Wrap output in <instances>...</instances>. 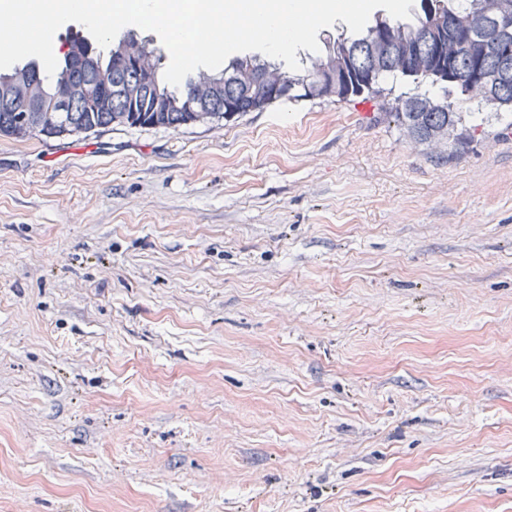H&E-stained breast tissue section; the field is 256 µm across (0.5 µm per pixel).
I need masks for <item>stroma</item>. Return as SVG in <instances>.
<instances>
[{"mask_svg":"<svg viewBox=\"0 0 512 512\" xmlns=\"http://www.w3.org/2000/svg\"><path fill=\"white\" fill-rule=\"evenodd\" d=\"M385 85L0 136V512H512V133ZM392 114L404 135L416 146L430 152H457L467 140L462 112L447 100L425 94L400 96Z\"/></svg>","mask_w":512,"mask_h":512,"instance_id":"35a3bbf8","label":"stroma"}]
</instances>
